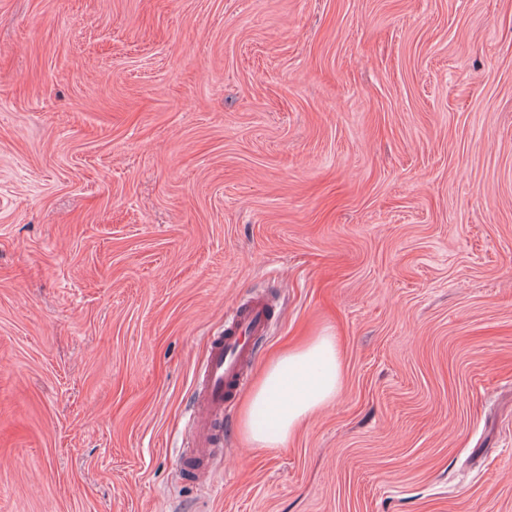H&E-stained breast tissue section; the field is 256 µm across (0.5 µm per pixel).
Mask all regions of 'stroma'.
Listing matches in <instances>:
<instances>
[{"label": "stroma", "mask_w": 512, "mask_h": 512, "mask_svg": "<svg viewBox=\"0 0 512 512\" xmlns=\"http://www.w3.org/2000/svg\"><path fill=\"white\" fill-rule=\"evenodd\" d=\"M255 296L342 390L202 481ZM0 512H512V0H0ZM268 322L267 304L255 299L235 311L224 335L211 339L207 365L197 396L198 412L191 425V462L195 466L209 465L214 438L213 422L216 417L224 414V403L232 391L245 385L246 367L254 360L252 342L265 334Z\"/></svg>", "instance_id": "1"}]
</instances>
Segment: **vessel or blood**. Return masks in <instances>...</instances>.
I'll use <instances>...</instances> for the list:
<instances>
[{
  "label": "vessel or blood",
  "instance_id": "b4317fda",
  "mask_svg": "<svg viewBox=\"0 0 512 512\" xmlns=\"http://www.w3.org/2000/svg\"><path fill=\"white\" fill-rule=\"evenodd\" d=\"M268 306L256 299L235 311L230 327L210 341L206 368L198 391V412L193 420L195 466L210 463L213 422L224 412V403L232 391L246 383L245 370L254 360L253 342L268 329Z\"/></svg>",
  "mask_w": 512,
  "mask_h": 512
}]
</instances>
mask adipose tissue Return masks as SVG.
Here are the masks:
<instances>
[{"label":"adipose tissue","instance_id":"adipose-tissue-1","mask_svg":"<svg viewBox=\"0 0 512 512\" xmlns=\"http://www.w3.org/2000/svg\"><path fill=\"white\" fill-rule=\"evenodd\" d=\"M341 388L336 338L324 331L264 367L241 410V433L254 447H282L311 413L334 402Z\"/></svg>","mask_w":512,"mask_h":512}]
</instances>
